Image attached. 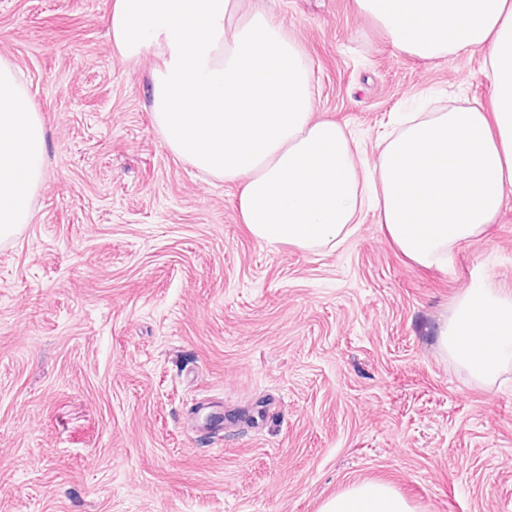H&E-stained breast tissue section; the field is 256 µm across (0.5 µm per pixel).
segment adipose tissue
<instances>
[{
  "instance_id": "1",
  "label": "adipose tissue",
  "mask_w": 512,
  "mask_h": 512,
  "mask_svg": "<svg viewBox=\"0 0 512 512\" xmlns=\"http://www.w3.org/2000/svg\"><path fill=\"white\" fill-rule=\"evenodd\" d=\"M398 54L426 62L484 51L489 104L414 112L376 145L373 165L335 121L315 117L308 60L265 8L246 0H115L112 45L153 51L152 123L202 176L238 186L257 240L304 252L341 246L364 211L423 267L484 237L512 202V0H352ZM43 124L20 71L0 56V239L30 223L44 186ZM441 350L492 383L512 363V292L481 282L451 307ZM320 512H415L391 485L364 481Z\"/></svg>"
}]
</instances>
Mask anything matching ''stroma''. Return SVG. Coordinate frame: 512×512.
Segmentation results:
<instances>
[{"mask_svg": "<svg viewBox=\"0 0 512 512\" xmlns=\"http://www.w3.org/2000/svg\"><path fill=\"white\" fill-rule=\"evenodd\" d=\"M114 2L0 0L47 147L0 241V512H319L367 479L512 512V369L485 387L437 341L480 275L512 290V206L449 272L370 213L333 251L257 240L154 130L158 59L117 55ZM264 3L365 164L400 115L489 99L482 51L422 62L350 0Z\"/></svg>", "mask_w": 512, "mask_h": 512, "instance_id": "obj_1", "label": "stroma"}]
</instances>
